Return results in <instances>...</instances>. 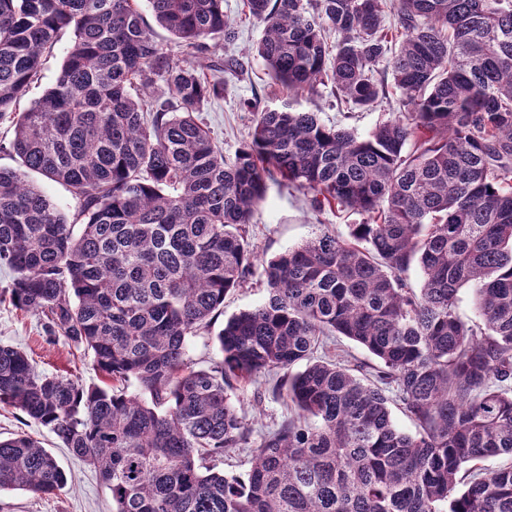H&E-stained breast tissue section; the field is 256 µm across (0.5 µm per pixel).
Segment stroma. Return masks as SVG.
<instances>
[{
	"label": "stroma",
	"mask_w": 512,
	"mask_h": 512,
	"mask_svg": "<svg viewBox=\"0 0 512 512\" xmlns=\"http://www.w3.org/2000/svg\"><path fill=\"white\" fill-rule=\"evenodd\" d=\"M224 12L238 37L234 42H218L224 59V97L205 105L198 117L210 130L225 156H233L247 138L253 114L249 104L259 108H292L317 113L328 125H337L364 135L390 114L398 112L403 98L392 77L385 76V95L367 108L340 104L332 85L318 86L316 92L293 94L272 80L263 62L252 49L261 40L262 23L245 15L242 0H224ZM364 214L355 210H315L308 190L269 184L266 197L255 211L249 226V240L256 253L271 258L301 245L323 231L346 235L349 225L362 223ZM12 280L8 268L0 267V343L21 348L38 371L60 373L83 383H100L101 375L83 351L68 346L61 338L50 337L38 316L17 309L7 290ZM246 420L254 433L277 427L288 417L283 399L274 397L266 381H259L243 397ZM24 432L50 448L67 474L68 484L58 495L40 497L23 490L0 494V512H112V498L98 473L73 455L46 428L19 411L0 405V437Z\"/></svg>",
	"instance_id": "stroma-1"
}]
</instances>
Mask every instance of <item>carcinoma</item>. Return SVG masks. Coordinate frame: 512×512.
Returning <instances> with one entry per match:
<instances>
[{
	"mask_svg": "<svg viewBox=\"0 0 512 512\" xmlns=\"http://www.w3.org/2000/svg\"><path fill=\"white\" fill-rule=\"evenodd\" d=\"M147 2L186 58L138 0H0V118L21 160L0 169V265L16 307L107 379L38 372L0 344V404L93 466L112 512H512V0H397L393 47L383 0H244L288 90L328 81L369 107L382 61L403 112L359 136L252 105L232 158L195 117L224 97L223 62H189L235 39L224 0ZM66 30L55 84L21 107ZM159 80L166 95L146 97ZM29 171L68 186L84 222ZM278 179L368 219L262 262L267 298L225 321L221 358L200 367L189 340L253 274L247 227ZM466 283L478 324L457 312ZM336 336L378 365L317 357ZM296 366L273 386L293 413L252 443L236 392ZM235 448L251 449L246 474L210 465ZM66 485L39 441L0 438V491ZM141 11L146 24L152 31L155 40L162 45L166 51L171 53L175 59L184 57L182 50L178 46L176 38L162 27L153 17L146 1H141Z\"/></svg>",
	"mask_w": 512,
	"mask_h": 512,
	"instance_id": "1",
	"label": "carcinoma"
}]
</instances>
